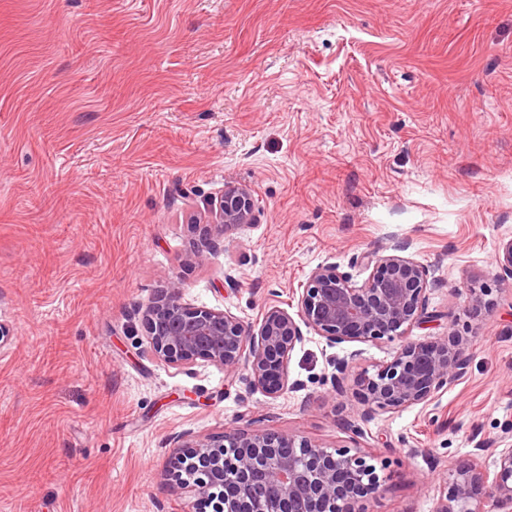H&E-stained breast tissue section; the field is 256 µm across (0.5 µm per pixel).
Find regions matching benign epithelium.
<instances>
[{"instance_id": "obj_1", "label": "benign epithelium", "mask_w": 512, "mask_h": 512, "mask_svg": "<svg viewBox=\"0 0 512 512\" xmlns=\"http://www.w3.org/2000/svg\"><path fill=\"white\" fill-rule=\"evenodd\" d=\"M214 206L217 223L201 228L194 257L202 248L216 247L225 229L255 220L256 204L247 188L226 187ZM410 247L401 241L390 254L363 256L374 272L360 285L333 263L315 268L298 297L297 315L269 305L254 326L226 310L190 306L182 283L169 276L144 310L150 343L170 364L202 359L227 375L244 370L249 388L277 398L301 388L288 377V360L304 326L331 344L397 341L390 362L354 381L360 421L425 407L466 374L468 355L466 343L454 334L431 341L409 336L424 322L429 285L428 271L405 255ZM496 267L512 277V240L498 252ZM487 450L480 442L471 458L439 472L433 512H512V448L493 449L491 468L479 462ZM373 460L344 448L297 445L277 432L231 429L217 439L182 436L169 476L179 487L193 486L213 512H360V501L384 490Z\"/></svg>"}]
</instances>
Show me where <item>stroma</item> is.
Returning <instances> with one entry per match:
<instances>
[{"label":"stroma","mask_w":512,"mask_h":512,"mask_svg":"<svg viewBox=\"0 0 512 512\" xmlns=\"http://www.w3.org/2000/svg\"><path fill=\"white\" fill-rule=\"evenodd\" d=\"M228 184L255 223L190 259ZM401 239L433 282L412 338L468 342L426 407L363 425L337 393L387 340L305 331L276 399L152 352L167 276L253 324ZM511 239L512 0H0V512H199L169 456L231 428L374 451L364 512H432L441 469L512 447Z\"/></svg>","instance_id":"1"}]
</instances>
